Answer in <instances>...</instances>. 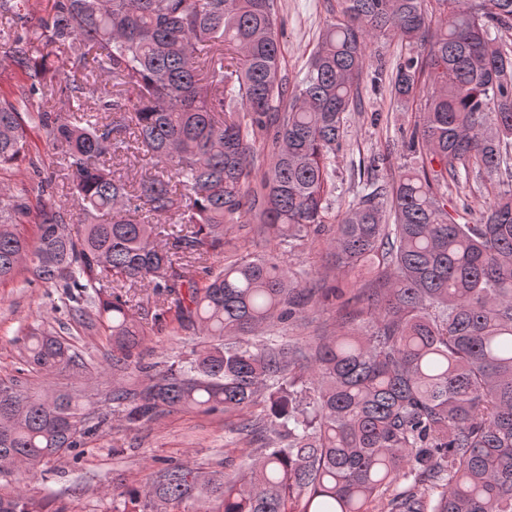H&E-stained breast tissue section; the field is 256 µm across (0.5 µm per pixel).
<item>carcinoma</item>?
<instances>
[{"instance_id": "carcinoma-1", "label": "carcinoma", "mask_w": 512, "mask_h": 512, "mask_svg": "<svg viewBox=\"0 0 512 512\" xmlns=\"http://www.w3.org/2000/svg\"><path fill=\"white\" fill-rule=\"evenodd\" d=\"M424 2L343 0L294 81L281 74L277 0H48L36 28L3 37L0 76L24 83L0 92V170L29 160L31 134L44 133L83 231L71 234L67 204L33 206L29 187L1 184L0 282L28 270L86 303L75 318L101 321L112 371L141 378L107 397L127 425L193 409L237 416L246 437L263 420L277 435L239 478L168 465L113 493L110 512H512V183L478 224L439 197L463 171L512 178V49L492 37L512 30V0H436V18ZM26 4L0 0V15L19 20ZM389 34L424 44L391 91L423 103L421 146L442 168L384 181L369 159L330 233V155L371 40ZM269 135L261 172L254 145ZM136 148L133 182L114 162ZM30 220L33 240L20 230ZM251 223L278 246L328 232L338 271L377 270L367 307L344 314L355 328L254 340L312 297L274 253L240 244L209 264ZM138 285L152 289L155 328L173 312L206 339L162 375L141 363ZM23 350L46 381H0V465L32 479L107 415L85 391L50 385L84 367L77 349L37 328ZM0 512L68 510L20 487L0 494Z\"/></svg>"}]
</instances>
